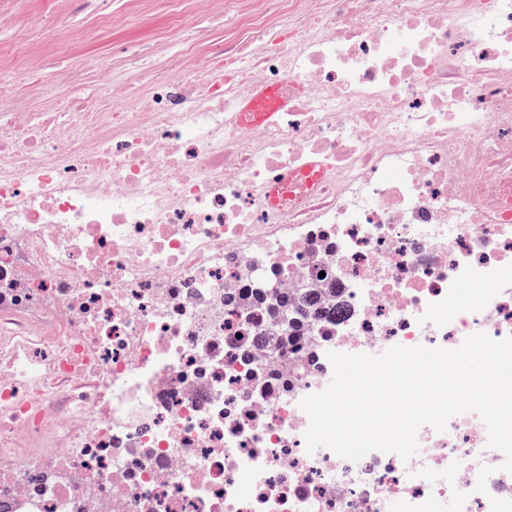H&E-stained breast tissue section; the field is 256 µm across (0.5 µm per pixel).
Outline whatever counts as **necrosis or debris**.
Wrapping results in <instances>:
<instances>
[{
	"label": "necrosis or debris",
	"instance_id": "4bbe7bcc",
	"mask_svg": "<svg viewBox=\"0 0 512 512\" xmlns=\"http://www.w3.org/2000/svg\"><path fill=\"white\" fill-rule=\"evenodd\" d=\"M224 13L63 96L0 71V512H512L477 413L353 462L307 452L299 406L331 350L512 336V0ZM254 270L321 318L283 330ZM281 101L280 92L276 87L262 88L245 102L243 118L249 122L266 121L272 118V112Z\"/></svg>",
	"mask_w": 512,
	"mask_h": 512
}]
</instances>
